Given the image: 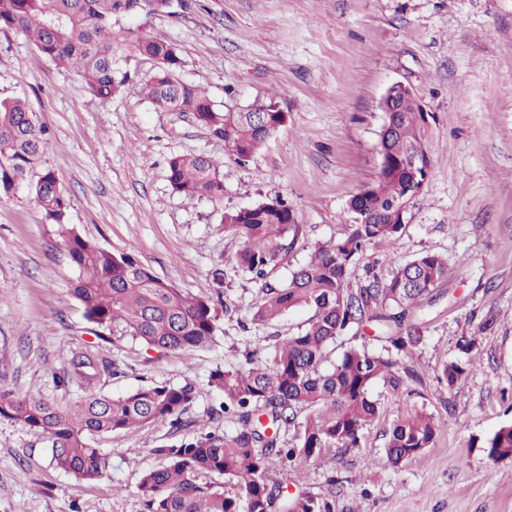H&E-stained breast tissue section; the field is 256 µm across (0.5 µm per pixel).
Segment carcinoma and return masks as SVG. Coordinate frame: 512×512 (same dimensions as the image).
<instances>
[{"mask_svg": "<svg viewBox=\"0 0 512 512\" xmlns=\"http://www.w3.org/2000/svg\"><path fill=\"white\" fill-rule=\"evenodd\" d=\"M146 5L163 11L170 0H0V31H19L56 66L77 69L103 100L126 82V74L115 68L117 57L131 53L153 60L157 71L147 85L152 104L190 114L224 140L226 156L248 162L285 125L287 113L275 101L259 99L221 109L177 75L181 58L174 43L145 32L114 35L113 18ZM394 106L387 117L396 131L389 139L381 137L384 162L378 178L349 205L355 218L366 214L365 221L350 225L345 237L316 247L287 285L262 288L250 317L252 324L268 326L306 306L314 311L312 319L299 331L276 337L265 359L248 354L243 364L226 363L210 371L207 385L222 400L208 409L207 420L229 418L236 430L227 434L215 428L155 449L166 464L139 479L146 512H334L327 498L284 494L270 468L277 460L307 462L330 448L358 445L360 433L379 413L371 385L383 380L397 390L411 376L405 358L423 339L422 326L411 319L448 283V258L431 252L395 267L386 278L374 274L356 285L350 280V269L365 248L395 242L407 205L429 175L431 157L420 150L431 138L425 113L400 95ZM47 135L26 100H0V193L30 191L46 216L64 228L75 270L73 294L86 319L160 352L184 353L210 343L217 320L213 295L184 293L131 255H116L63 223L69 202L54 171L43 163ZM221 166L209 156L175 155L168 160L169 181L189 201L220 200ZM290 230L298 231L294 211L279 199L224 212V231L244 239L237 265L257 278L272 258L265 243ZM371 322L379 327L377 340L386 342L379 351L357 342L360 329ZM346 334L349 345L338 353L337 340ZM72 362L73 375L88 383L102 371L116 372L90 350ZM467 371L458 362L445 364L442 377L448 389ZM196 397L194 385L166 382L118 397L91 392L75 402L0 392V419L44 436L54 468L93 480L107 459L89 437L155 423L184 428L188 423L182 415ZM290 426L297 428L292 444L281 436ZM439 427L438 419L424 411L395 422L386 441L391 462L398 465L431 447ZM489 456L512 457V423L494 434ZM210 474L227 478L232 491L201 480Z\"/></svg>", "mask_w": 512, "mask_h": 512, "instance_id": "carcinoma-1", "label": "carcinoma"}]
</instances>
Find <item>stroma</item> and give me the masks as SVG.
<instances>
[{
    "label": "stroma",
    "instance_id": "1",
    "mask_svg": "<svg viewBox=\"0 0 512 512\" xmlns=\"http://www.w3.org/2000/svg\"><path fill=\"white\" fill-rule=\"evenodd\" d=\"M113 31L163 36L180 49L182 80L217 106L271 99L288 121L246 164L189 115L156 108L145 86L153 61L123 57L128 81L93 96L76 70L57 67L19 32L0 33V100L26 97L51 137L44 160L69 205L64 221L114 253L192 294L222 292L213 341L163 354L95 329L71 293L74 268L58 226L34 194H0V391L75 401L87 390L120 396L153 382L193 384L186 420L201 423L216 395L210 371L246 353L266 356L273 337L313 312L248 327L262 287L280 286L314 247L344 237L353 196L378 177L381 101L396 82L430 115L431 170L392 247L366 249L352 282L389 275L427 252L448 258L443 294L419 311L420 378L392 390L376 382L379 415L358 446L308 464L274 463L285 491L328 498L334 512H512V457L489 441L512 422V0H172L162 12L119 17ZM222 160L224 197L188 202L169 180L174 155ZM280 199L299 227L265 276L237 265L244 243L225 211ZM94 348L118 366L92 385L70 380L73 353ZM468 364L455 388L444 363ZM415 411L441 422L435 443L401 464L387 433ZM188 430L147 424L91 436L109 466L94 480L53 468L48 443L0 419V512H144L141 474L163 466L156 449Z\"/></svg>",
    "mask_w": 512,
    "mask_h": 512
}]
</instances>
